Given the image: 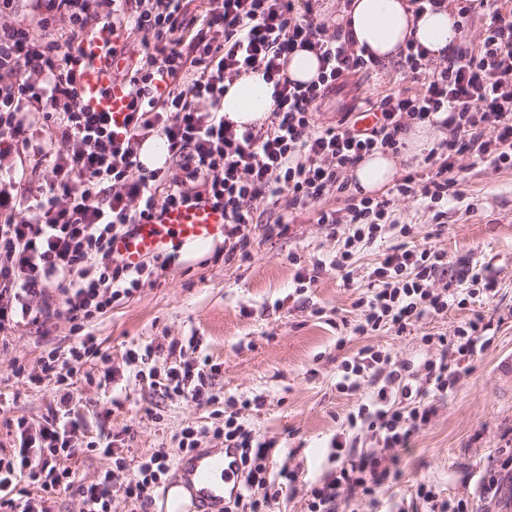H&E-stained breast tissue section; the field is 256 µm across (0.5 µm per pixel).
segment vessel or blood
Instances as JSON below:
<instances>
[{"mask_svg": "<svg viewBox=\"0 0 512 512\" xmlns=\"http://www.w3.org/2000/svg\"><path fill=\"white\" fill-rule=\"evenodd\" d=\"M109 32L84 40L82 49L92 57L81 79V102L93 112L111 113L123 123L129 112V98L112 81V59L107 54ZM224 232V210L207 201L190 206L170 207L139 224L135 232L118 239L114 252L125 264L165 252L173 240L206 244ZM178 478L165 484L161 497L163 512H224V505L241 490L239 451L235 448H199L181 456L176 464Z\"/></svg>", "mask_w": 512, "mask_h": 512, "instance_id": "vessel-or-blood-1", "label": "vessel or blood"}]
</instances>
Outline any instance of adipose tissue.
Here are the masks:
<instances>
[{
	"label": "adipose tissue",
	"mask_w": 512,
	"mask_h": 512,
	"mask_svg": "<svg viewBox=\"0 0 512 512\" xmlns=\"http://www.w3.org/2000/svg\"><path fill=\"white\" fill-rule=\"evenodd\" d=\"M343 31L352 32L357 46L368 47L381 61L396 58L407 40L427 48L430 57L442 61L456 45L461 32L453 8L414 15L409 0H352L344 8ZM273 86L261 72L235 78L224 90V119L234 128L263 124L274 109ZM397 167L391 155L376 153L365 157L353 170L357 187L371 194L387 186Z\"/></svg>",
	"instance_id": "ef3b65f1"
}]
</instances>
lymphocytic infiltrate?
<instances>
[{"label":"lymphocytic infiltrate","instance_id":"f902f5d3","mask_svg":"<svg viewBox=\"0 0 512 512\" xmlns=\"http://www.w3.org/2000/svg\"><path fill=\"white\" fill-rule=\"evenodd\" d=\"M303 10H296V3ZM319 0H33L35 24L0 23V138L27 141V116L45 113L46 141L38 154L52 161L53 179L37 194L15 197L0 190V332L32 318L34 301L61 300L80 338L66 350L52 349L36 366L14 363L16 377L32 385L53 381L57 406L44 423L13 419L15 443L0 456V512H51L59 493L76 491L83 512H112L115 498L143 507L167 474V454L156 451L128 470L111 444L78 442L81 426L73 412L79 402L74 378L84 366L110 378V357L86 328L124 303L143 278L167 272L174 255L152 256L128 267L112 254V243L131 235L158 210L212 201L224 209V257L249 258L254 215L261 207H313L317 221L345 222L341 245L327 265L352 283V260L362 244L381 238L397 196L420 198L433 223H441L449 199L460 197L458 157L471 154L494 169L512 168V0H491L483 14L477 47L450 49L443 62L430 64L429 52L408 40L400 53L405 79L419 91L390 90L370 103L376 122L360 128V115L346 112L320 123L322 102L351 74L369 75L383 67L351 35L318 21ZM109 29L114 79L130 98L122 127L108 112L88 111L80 102L79 72L85 64L69 46ZM140 35L137 56L126 41ZM314 52L316 81L291 80L286 71L295 50ZM248 71L262 72L274 84L275 108L267 124L236 130L224 123V84ZM417 125L448 130L422 158L423 175L408 174L388 196H357L347 174L370 153H399ZM163 139L169 166L144 167L140 152ZM346 197V217L322 208L329 192ZM449 284H441V277ZM496 294L493 280L465 265L451 268L435 246L388 247L368 276L355 305L361 317L351 335L381 328L406 333L425 318L447 315L467 299ZM491 323L475 317L453 335L424 334L435 348L418 372H408L390 351L365 346L341 363L340 393L368 382L372 394L350 412L346 433L330 441L328 470L307 490V512H358L390 478L398 451L423 430L464 365L493 342ZM179 342L145 346L126 354L135 379L154 374L165 362L164 394L197 406L218 404L208 387L210 373L187 357ZM240 451L241 492L224 512H270L283 486L299 479L298 468L271 469L279 453L275 440L229 414L223 427L189 426L180 448L200 447L208 433ZM365 432L375 441L363 451L348 433ZM112 460L96 481L79 484L67 462L83 452ZM127 472L125 481L116 473Z\"/></svg>","mask_w":512,"mask_h":512}]
</instances>
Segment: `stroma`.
Returning <instances> with one entry per match:
<instances>
[{"mask_svg":"<svg viewBox=\"0 0 512 512\" xmlns=\"http://www.w3.org/2000/svg\"><path fill=\"white\" fill-rule=\"evenodd\" d=\"M403 86L394 61L374 78L350 76L345 88L322 105L318 119L336 121L365 99ZM458 164L462 196L449 203L444 228L436 229L419 200L396 199L395 227L385 229L383 243L364 246L356 256L354 288L333 270L320 272L307 288L297 284L298 268L330 259L338 247L331 227L318 223L310 210L294 211L282 236L266 233L281 208L257 211L246 261L225 262L220 240L181 245L164 277L144 282L128 301L94 322L92 331L110 354L114 375L104 385L78 377L76 414L83 421L82 435L96 440L118 436L117 452L132 467L156 450L178 460L180 433L187 426L223 425V417L212 415L210 408L168 399L150 380L129 376L127 350L195 338L197 356L221 367L212 383L224 399L263 397V405L246 410L244 417L261 434L275 438L281 459L299 469L296 486L284 489L278 508L306 512V489L328 468L332 436L342 432L347 414L370 392L366 384L354 392H337L342 361L369 344L415 368L428 354L420 341L423 334L449 336L461 321L480 315L496 329L493 345L437 402L431 422L399 450L396 477L382 487L376 504H363L362 510L388 512L396 502L406 512H421L415 490L425 482L442 497L468 499L471 512H512L511 481L501 485L493 501L475 493L482 473L512 441V384L498 374L500 360L512 353V169L497 170L468 155ZM52 178L50 161L0 150V188L23 194ZM401 224L413 225L416 244L434 245L454 263L481 268L494 279L496 295L472 299L441 318L423 319L403 335L385 328L337 348V339L360 319L354 306L359 284L366 282L385 245L400 243ZM71 327L56 301L49 316L0 342V449L12 443L10 419L23 417L35 426L56 406L52 385L31 387L14 376L13 363L32 367L49 350L74 345L77 335Z\"/></svg>","mask_w":512,"mask_h":512,"instance_id":"1","label":"stroma"}]
</instances>
